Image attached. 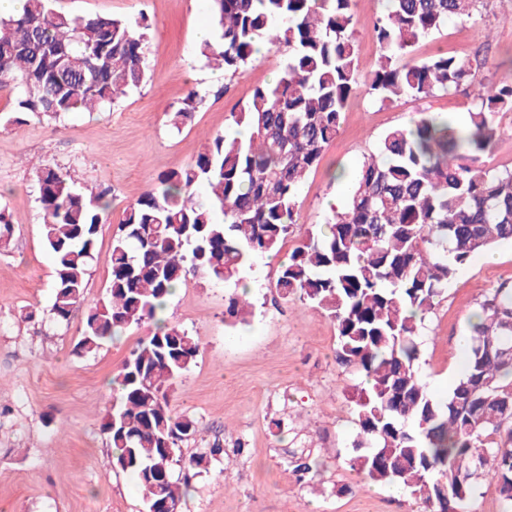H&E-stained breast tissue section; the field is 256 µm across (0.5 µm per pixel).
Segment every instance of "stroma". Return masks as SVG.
<instances>
[{"instance_id": "35a3bbf8", "label": "stroma", "mask_w": 512, "mask_h": 512, "mask_svg": "<svg viewBox=\"0 0 512 512\" xmlns=\"http://www.w3.org/2000/svg\"><path fill=\"white\" fill-rule=\"evenodd\" d=\"M74 16L106 15L133 20L147 15L148 78L111 111L77 113L57 123L28 117L9 123L15 101L0 89V204L13 216L9 249H0V512H147L133 479L113 463L102 418L115 395L112 377L153 322L125 330L95 353H77L88 307L106 293L110 270L104 260L126 207L158 176L194 160L216 135L237 136L231 118L256 87L270 82L286 56L270 47L243 74L225 81L223 70L200 54L198 28L212 27L209 0H56ZM388 0H352V26L361 73L381 53L375 27ZM435 54L477 59L473 82L449 93L383 105L358 87L340 130L301 189L293 232L279 252L256 257L242 274L250 281L254 311L247 322L224 319L230 283L188 277L167 301L168 321L198 338L195 365L178 381L175 412L198 421L199 440L185 454L220 442L223 471L194 476L181 512H422L408 492L366 483L348 458L356 425L348 396L359 377L336 361V328L323 312L289 296L273 298L280 265L314 225L331 213L332 198H346L335 174H356L381 135L409 125L420 113L462 118L474 83L512 76V0H485L477 22H449L422 39L407 55L419 63ZM208 92L191 124L174 130L168 114L189 89ZM60 169L75 183L110 189L108 221L99 230L85 299L70 321L54 322L52 258L42 236L43 211L35 170ZM512 282V243L477 254L449 283L418 340L421 370L430 391L446 397L460 374L458 341L467 316L491 289ZM242 454H235L236 444ZM311 451L319 492L299 483L290 461Z\"/></svg>"}]
</instances>
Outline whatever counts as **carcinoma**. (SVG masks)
<instances>
[{
  "label": "carcinoma",
  "mask_w": 512,
  "mask_h": 512,
  "mask_svg": "<svg viewBox=\"0 0 512 512\" xmlns=\"http://www.w3.org/2000/svg\"><path fill=\"white\" fill-rule=\"evenodd\" d=\"M219 26L201 54L233 79L255 59L261 40L287 54L275 83L254 90L233 122L250 131L215 136L193 163L161 175L124 211L107 256L106 295L90 308L77 344L92 353L131 326L156 320L189 275L230 281L255 256L293 232L307 174L340 128L363 82L377 101L426 98L473 76L469 55L404 56L448 20H477L484 0H390L376 27L382 47L361 75L351 0H210ZM151 23L78 17L53 0H25L0 18V86L16 92V116L57 119L105 112L147 78ZM208 93L191 90L170 113L172 128L192 122ZM512 112V79L474 88L466 121L427 112L392 128L362 163L346 205L294 248L273 283L275 298L295 294L336 327V360L362 378L354 387L357 434L350 468L363 480L397 486L423 512H467L479 480L491 479L503 512H512V286L486 294L468 318L461 376L448 398L430 392L417 340L457 269L477 253L512 242V170L462 163L494 143L496 117ZM42 234L55 268L52 314L61 323L84 300L107 223L106 190L88 191L51 167L38 168ZM204 186L207 205L193 199ZM14 223L0 207V248ZM253 312L245 294L225 296V316ZM199 341L175 325L142 339L114 382L119 396L102 424L115 465L137 481L148 512H180V485L224 459L218 443L184 457L181 444L201 432L177 414L171 395L195 364ZM303 482L310 454H293ZM181 477L173 478L174 467Z\"/></svg>",
  "instance_id": "1"
}]
</instances>
